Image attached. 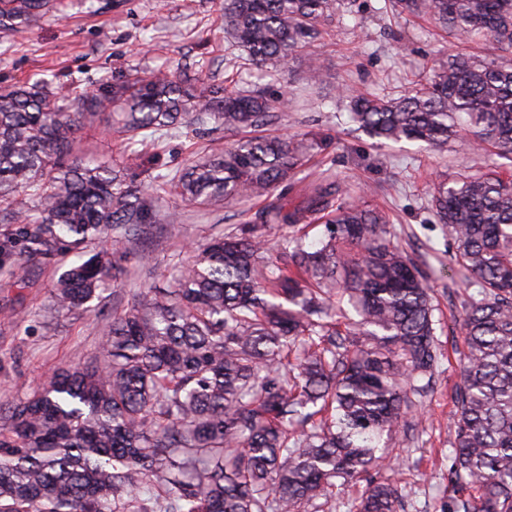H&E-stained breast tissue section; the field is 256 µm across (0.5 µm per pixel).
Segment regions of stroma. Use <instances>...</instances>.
Masks as SVG:
<instances>
[{
	"instance_id": "obj_1",
	"label": "stroma",
	"mask_w": 512,
	"mask_h": 512,
	"mask_svg": "<svg viewBox=\"0 0 512 512\" xmlns=\"http://www.w3.org/2000/svg\"><path fill=\"white\" fill-rule=\"evenodd\" d=\"M383 0H354L350 13L337 16L313 50L321 61L313 76L306 56L290 64L281 84L242 72L241 82L261 84L270 95H285L288 105L270 132L299 134L314 145L303 173L329 171L351 194L374 190L375 203L387 211L395 241L428 274L440 304L441 371L423 397L425 419L418 437L396 436L389 443L396 467L385 477L400 481L405 512H446L453 492L448 484V450L454 437L453 392L460 380L456 360L464 350L460 334L449 333L469 292L464 272L452 262L453 242L437 224L428 200L435 185L470 167L472 157L457 146L443 151L410 142L377 145L348 117L345 89L383 96L407 92L415 76L447 60L459 43L431 19L410 21L381 11ZM235 46L224 33L222 0H52L49 12L11 25L0 17V86L45 77L59 92L93 90L117 72L148 73L160 67L187 73L203 71L209 83L223 85ZM203 139L192 133L166 136L147 153L128 155L121 134L102 120L86 125L76 154L126 164L149 180L189 165ZM179 218L156 225L127 245L131 287L165 286L216 228L241 224L249 203L203 214L173 201ZM56 265L38 270L36 287L0 290V398H25L55 369L82 361L102 345L91 317L74 312L47 324Z\"/></svg>"
}]
</instances>
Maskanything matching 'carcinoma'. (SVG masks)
I'll return each mask as SVG.
<instances>
[{
    "label": "carcinoma",
    "instance_id": "carcinoma-1",
    "mask_svg": "<svg viewBox=\"0 0 512 512\" xmlns=\"http://www.w3.org/2000/svg\"><path fill=\"white\" fill-rule=\"evenodd\" d=\"M47 0H0L8 19ZM344 0H224L235 72L282 80ZM428 16L462 44L407 93L349 97L353 122L380 142L442 151L458 143L502 160L433 191L430 206L471 276L448 512H512V0H387ZM286 101L264 88L214 87L170 69L128 73L95 93L46 81L0 89V273L31 288L29 264L88 243L49 289L56 315L102 327L93 355L59 368L25 399H0V512H306L337 485L366 480L351 512H401L398 482L369 476L383 436L419 426L418 396L440 364L427 282L394 244L368 196L324 173L284 201L312 147L262 135ZM102 116L139 155L184 127L254 135L213 139L173 176L144 182L107 160L68 161L85 121ZM263 198L245 224L193 248L164 287L122 305L120 242L171 224L180 199L214 212ZM325 227L315 246L300 230Z\"/></svg>",
    "mask_w": 512,
    "mask_h": 512
}]
</instances>
